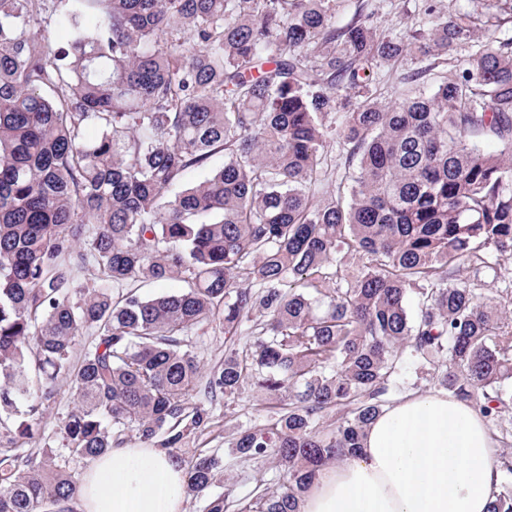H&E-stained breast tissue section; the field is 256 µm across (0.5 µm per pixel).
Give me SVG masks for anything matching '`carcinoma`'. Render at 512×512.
Returning <instances> with one entry per match:
<instances>
[{"instance_id":"1","label":"carcinoma","mask_w":512,"mask_h":512,"mask_svg":"<svg viewBox=\"0 0 512 512\" xmlns=\"http://www.w3.org/2000/svg\"><path fill=\"white\" fill-rule=\"evenodd\" d=\"M58 2L54 48L29 29ZM422 2L386 27L361 8L337 23L348 0H0V512H73L55 450L19 444L41 437L63 376L70 454L134 437L187 466L196 495L224 477L223 458L181 455L206 404L248 385L287 402L233 438L241 459L285 468L239 512H298L407 363L512 422V311L455 278L512 256V39L429 89L448 48L503 19ZM408 55L426 63L414 91L381 103L376 75ZM330 137L344 162L326 190ZM179 277L183 292L137 294ZM212 324L252 340L204 372L186 338ZM495 470L489 512H512V448Z\"/></svg>"}]
</instances>
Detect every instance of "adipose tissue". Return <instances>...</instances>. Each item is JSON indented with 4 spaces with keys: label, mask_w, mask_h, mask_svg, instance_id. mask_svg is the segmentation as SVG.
I'll list each match as a JSON object with an SVG mask.
<instances>
[{
    "label": "adipose tissue",
    "mask_w": 512,
    "mask_h": 512,
    "mask_svg": "<svg viewBox=\"0 0 512 512\" xmlns=\"http://www.w3.org/2000/svg\"><path fill=\"white\" fill-rule=\"evenodd\" d=\"M495 442L484 419L448 394L394 403L358 456L326 468L300 512H487ZM187 481L166 451L130 443L96 458L82 512H184Z\"/></svg>",
    "instance_id": "adipose-tissue-1"
}]
</instances>
